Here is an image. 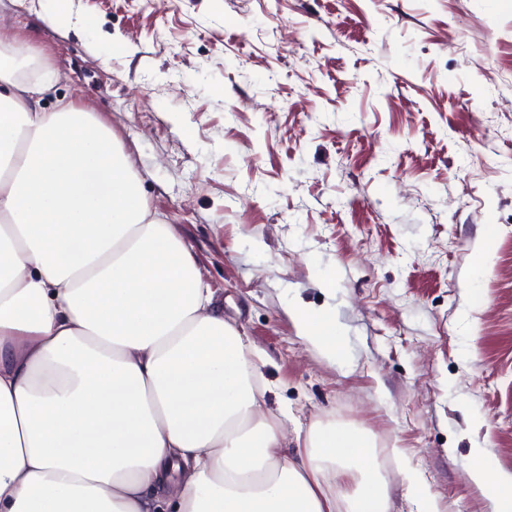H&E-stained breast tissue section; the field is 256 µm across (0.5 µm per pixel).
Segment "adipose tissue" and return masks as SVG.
Masks as SVG:
<instances>
[{"mask_svg":"<svg viewBox=\"0 0 512 512\" xmlns=\"http://www.w3.org/2000/svg\"><path fill=\"white\" fill-rule=\"evenodd\" d=\"M0 63V512H393L375 440L289 448L252 349L94 113ZM288 314L330 361L335 316ZM491 512L512 473L472 451Z\"/></svg>","mask_w":512,"mask_h":512,"instance_id":"1","label":"adipose tissue"}]
</instances>
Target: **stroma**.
<instances>
[{
    "mask_svg": "<svg viewBox=\"0 0 512 512\" xmlns=\"http://www.w3.org/2000/svg\"><path fill=\"white\" fill-rule=\"evenodd\" d=\"M169 2L73 0L60 31L0 0V55L111 128L287 437L355 424L397 512L403 462L438 512H490L468 470L512 472V0ZM293 302L334 313L341 360ZM288 315L300 336L323 357L332 362L341 359L344 353L341 333L336 317L330 311L313 310L294 303L288 306Z\"/></svg>",
    "mask_w": 512,
    "mask_h": 512,
    "instance_id": "35a3bbf8",
    "label": "stroma"
}]
</instances>
